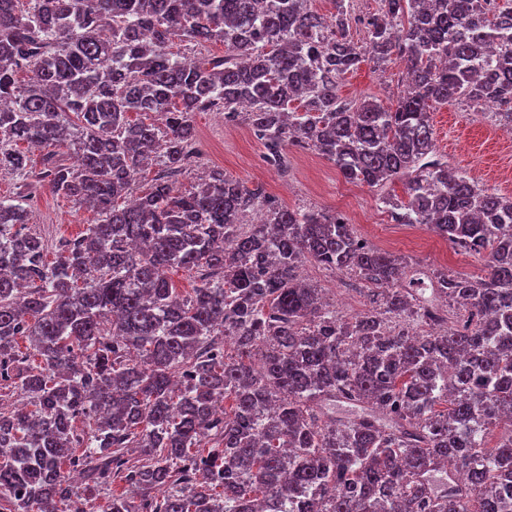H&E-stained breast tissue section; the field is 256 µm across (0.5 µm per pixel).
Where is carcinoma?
<instances>
[{
	"label": "carcinoma",
	"instance_id": "obj_1",
	"mask_svg": "<svg viewBox=\"0 0 512 512\" xmlns=\"http://www.w3.org/2000/svg\"><path fill=\"white\" fill-rule=\"evenodd\" d=\"M310 2L0 0V171L96 214L50 261L21 195L0 196V387L27 401L0 404V512H90L74 470L101 512H512V197L449 169L427 112L496 100L512 128V0H382L363 46L346 0L329 18ZM206 43L224 55L191 59ZM366 53L406 63L395 108L339 95ZM207 111L279 170L313 149L350 182L401 183L405 199L379 198L391 221L486 255L487 273L434 272L427 300L340 214L215 169L172 195ZM19 142L55 150L36 173ZM306 261L372 284L368 309L300 282ZM171 268L196 274L183 298ZM455 303L448 328L415 335Z\"/></svg>",
	"mask_w": 512,
	"mask_h": 512
}]
</instances>
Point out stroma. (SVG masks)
Masks as SVG:
<instances>
[{
	"mask_svg": "<svg viewBox=\"0 0 512 512\" xmlns=\"http://www.w3.org/2000/svg\"><path fill=\"white\" fill-rule=\"evenodd\" d=\"M405 81L402 61H393L382 70L364 61L342 78L339 94L347 100H373L392 108ZM429 112L437 151L447 158L449 167L470 177L483 172L489 177L486 190L512 196V184L504 178L505 173H512V149L501 146L499 127L481 109L463 103H434ZM194 125L200 157L178 178L175 189L191 188L200 176L218 169L247 185H263L288 207L343 214L371 245L411 257L421 272L446 269L472 276L483 274L485 255L455 253L447 241L426 227L391 223L378 204V189L348 182L334 163L316 152L290 151L288 172L283 175L264 165L261 144L243 138V125H225L223 116L216 112L196 113ZM28 204L34 217L30 231L50 243L76 236L96 218L93 211L52 193L45 185L32 189Z\"/></svg>",
	"mask_w": 512,
	"mask_h": 512,
	"instance_id": "35a3bbf8",
	"label": "stroma"
}]
</instances>
